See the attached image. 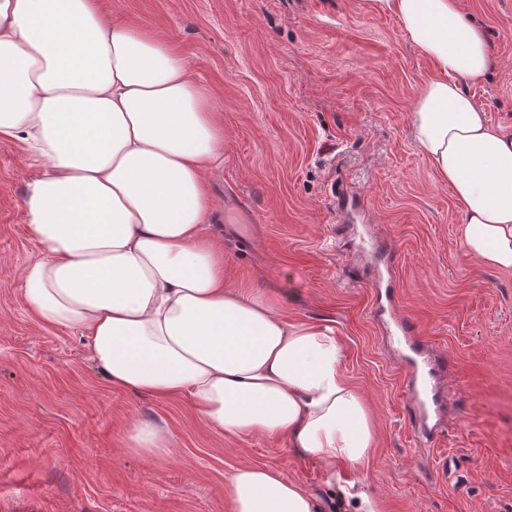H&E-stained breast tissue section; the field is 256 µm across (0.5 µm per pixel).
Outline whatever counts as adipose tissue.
I'll return each mask as SVG.
<instances>
[{
	"label": "adipose tissue",
	"mask_w": 512,
	"mask_h": 512,
	"mask_svg": "<svg viewBox=\"0 0 512 512\" xmlns=\"http://www.w3.org/2000/svg\"><path fill=\"white\" fill-rule=\"evenodd\" d=\"M431 64L409 116L413 137L462 214L464 248L512 272V134L466 90L493 65L490 35L462 0H364ZM187 59L97 0H0V140L45 163L27 185L39 255L23 296L45 323L85 336L113 385L182 399L213 431L286 439L325 470L370 455L369 405L349 381L334 329L283 317L227 283L206 236L207 174L224 128ZM128 448L167 452L170 434L130 422ZM230 512H317L277 472L224 475Z\"/></svg>",
	"instance_id": "1"
}]
</instances>
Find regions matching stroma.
Wrapping results in <instances>:
<instances>
[{
  "label": "stroma",
  "mask_w": 512,
  "mask_h": 512,
  "mask_svg": "<svg viewBox=\"0 0 512 512\" xmlns=\"http://www.w3.org/2000/svg\"><path fill=\"white\" fill-rule=\"evenodd\" d=\"M363 0H100L114 19L165 37L224 126V161L208 175V234L236 287L288 319L332 326L344 369L366 397L376 440L363 465L330 478L284 441L220 434L179 399L112 385L78 332L37 320L20 288L37 255L26 233L27 183L41 170L0 140V512H229L224 475L276 471L336 512L359 478L379 512H512V272L463 247L461 215L410 131L430 62L398 20ZM491 33L495 63L470 87L512 131V0H464ZM365 197L394 258L397 308L446 355L448 423L423 443L405 370L373 314L378 262L360 256L330 207L339 184ZM233 190L256 222L248 238L224 221ZM172 434L168 454L126 445L129 423Z\"/></svg>",
  "instance_id": "1"
}]
</instances>
